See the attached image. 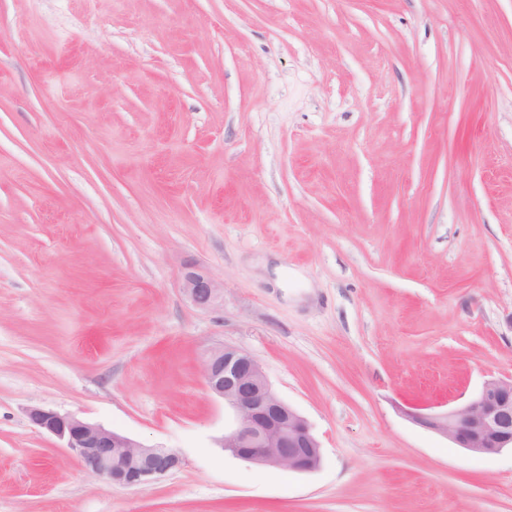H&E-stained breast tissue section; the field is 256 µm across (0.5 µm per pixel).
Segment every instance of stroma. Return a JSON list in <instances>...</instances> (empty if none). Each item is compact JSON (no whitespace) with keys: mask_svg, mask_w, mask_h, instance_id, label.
Here are the masks:
<instances>
[{"mask_svg":"<svg viewBox=\"0 0 512 512\" xmlns=\"http://www.w3.org/2000/svg\"><path fill=\"white\" fill-rule=\"evenodd\" d=\"M225 344L317 471L217 448ZM506 376L512 0H0V512H512L406 415ZM33 407L183 463L108 486ZM181 284L191 301L200 308H211L224 301L223 285L195 266L185 268Z\"/></svg>","mask_w":512,"mask_h":512,"instance_id":"obj_1","label":"stroma"}]
</instances>
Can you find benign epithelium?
Segmentation results:
<instances>
[{
  "label": "benign epithelium",
  "instance_id": "7a95c632",
  "mask_svg": "<svg viewBox=\"0 0 512 512\" xmlns=\"http://www.w3.org/2000/svg\"><path fill=\"white\" fill-rule=\"evenodd\" d=\"M184 292L200 308L224 301V287L195 266L181 275ZM206 389L222 398L233 417L218 444L238 459L294 473H312L321 464V445L308 421L272 389L263 367L247 351L224 345L203 361ZM406 415L460 448L494 455L512 449V378L490 379L466 402ZM28 418L54 436L83 470L109 486L153 483L182 464L178 452L140 442L70 414L33 407Z\"/></svg>",
  "mask_w": 512,
  "mask_h": 512
}]
</instances>
